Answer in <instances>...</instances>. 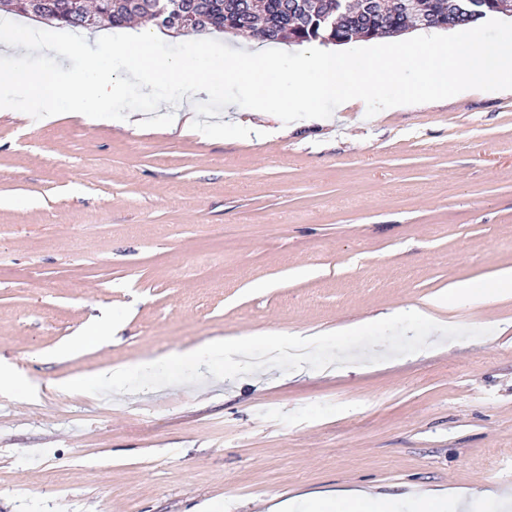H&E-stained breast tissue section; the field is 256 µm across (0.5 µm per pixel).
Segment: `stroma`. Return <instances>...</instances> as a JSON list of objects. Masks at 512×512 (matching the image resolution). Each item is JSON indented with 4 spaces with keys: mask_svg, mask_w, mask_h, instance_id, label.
I'll use <instances>...</instances> for the list:
<instances>
[{
    "mask_svg": "<svg viewBox=\"0 0 512 512\" xmlns=\"http://www.w3.org/2000/svg\"><path fill=\"white\" fill-rule=\"evenodd\" d=\"M512 268V94L263 135L0 113V512H266L271 498L461 489L512 512V296L487 329L377 364L135 394L54 384L205 340L323 334ZM111 313L112 335L58 352Z\"/></svg>",
    "mask_w": 512,
    "mask_h": 512,
    "instance_id": "35a3bbf8",
    "label": "stroma"
}]
</instances>
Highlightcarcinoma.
Wrapping results in <instances>:
<instances>
[{"mask_svg":"<svg viewBox=\"0 0 512 512\" xmlns=\"http://www.w3.org/2000/svg\"><path fill=\"white\" fill-rule=\"evenodd\" d=\"M48 11L53 15L49 24L58 28L81 27V12L84 0H45ZM208 12L199 20L204 32L215 30L235 32L244 16L224 14V0H206ZM258 10L267 13L277 22L273 41L294 39L299 43L318 42L322 45L347 44L357 38L373 39L380 34H394L396 28L413 21L412 15L403 11L392 12L397 0H357V16L344 14L342 0H255ZM414 8L434 21L454 25V29L467 28L468 22L459 20L453 12L454 0H410ZM328 16L337 20L335 29L322 26L320 17ZM149 13L141 8L140 0H99L96 19L106 20L113 26H121L134 17H147Z\"/></svg>","mask_w":512,"mask_h":512,"instance_id":"carcinoma-1","label":"carcinoma"}]
</instances>
